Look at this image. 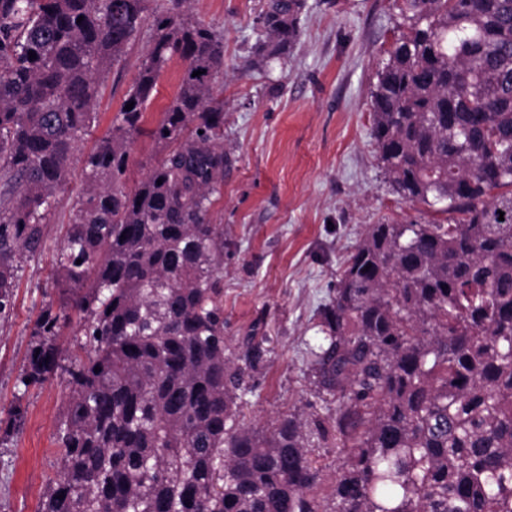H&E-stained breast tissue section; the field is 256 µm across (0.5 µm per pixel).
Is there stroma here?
<instances>
[{
  "instance_id": "stroma-1",
  "label": "stroma",
  "mask_w": 512,
  "mask_h": 512,
  "mask_svg": "<svg viewBox=\"0 0 512 512\" xmlns=\"http://www.w3.org/2000/svg\"><path fill=\"white\" fill-rule=\"evenodd\" d=\"M264 0H191L194 19L224 35V151L231 164L213 220L224 227V337L269 339L245 410L252 426L327 409L305 354L319 308L371 225L434 219L393 194L370 135L376 73L400 33L394 0H305L299 41L283 58L252 65L264 33ZM150 48L138 35L100 81L99 123L79 146L109 130ZM81 192L72 170L56 194L42 253L23 258L8 319L0 320V420L25 411L21 430L0 442V512H39L41 491L60 472L55 444L68 396L62 377L20 391L34 323L58 298L53 254Z\"/></svg>"
}]
</instances>
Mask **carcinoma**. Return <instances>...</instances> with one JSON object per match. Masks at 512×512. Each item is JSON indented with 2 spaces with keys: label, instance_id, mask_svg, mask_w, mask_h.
<instances>
[{
  "label": "carcinoma",
  "instance_id": "cac0c4a2",
  "mask_svg": "<svg viewBox=\"0 0 512 512\" xmlns=\"http://www.w3.org/2000/svg\"><path fill=\"white\" fill-rule=\"evenodd\" d=\"M187 2L0 0L1 319L97 127L98 78L143 29L151 40L81 159L60 301L37 318L19 379L60 371L70 391L41 512H512V0H398L405 30L371 91V136L392 192L446 221L371 225L306 348L335 407L269 431L244 412L266 339L233 352L224 339V42ZM304 7L266 0L260 61L299 39ZM176 56L179 90L146 128ZM143 135L162 157L129 190ZM74 314L86 356L63 365ZM23 424L17 408L0 436ZM326 445L339 465L324 494L313 452Z\"/></svg>",
  "mask_w": 512,
  "mask_h": 512
}]
</instances>
